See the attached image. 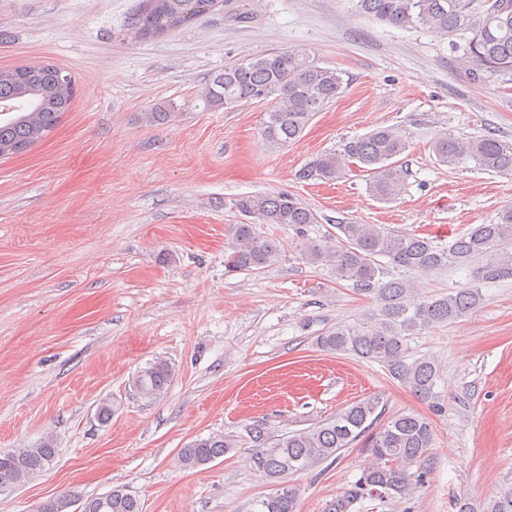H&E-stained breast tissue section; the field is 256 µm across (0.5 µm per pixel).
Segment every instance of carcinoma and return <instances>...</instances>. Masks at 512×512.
Here are the masks:
<instances>
[{
    "instance_id": "cac0c4a2",
    "label": "carcinoma",
    "mask_w": 512,
    "mask_h": 512,
    "mask_svg": "<svg viewBox=\"0 0 512 512\" xmlns=\"http://www.w3.org/2000/svg\"><path fill=\"white\" fill-rule=\"evenodd\" d=\"M215 0H146L131 18L133 38L167 36L208 12ZM359 13L393 26L421 29L447 38L459 51L457 62L475 81L512 82V0H356ZM347 81L337 69L322 67L299 50H272L247 57L214 75L200 98L209 110L248 100H272L261 135L271 149L299 139L315 116L344 90ZM76 97L72 76L51 64L0 70V158L24 153L55 129ZM172 112L156 105L142 113L151 124H163ZM406 150V137L396 127L375 129L344 144L342 150L315 156L298 171V179L337 181L352 161L371 174L369 190L390 201L403 191L406 171L395 161ZM437 161L450 168L465 166L512 173V144L488 132L470 138L443 133L432 142ZM249 221L232 227L225 260L229 273L254 272L279 262V241L259 232L262 224H281L305 234L318 223L314 211L289 193L244 195L234 202ZM338 233L306 246L314 263L327 266L373 300L365 321L337 325L316 337V346L383 365L392 378L420 399L434 397L438 378L430 358L409 359L408 337L458 320L483 301L479 286L457 288L446 295L417 294L414 281L397 274L429 273L466 266L477 258L484 264L476 278L486 283L512 277V209L493 224H477L449 242L415 234L395 233L378 224H338ZM173 378L164 359H156L132 377L136 394L153 400L166 392ZM377 396L363 399L312 427L285 433L270 431L260 420L246 427V436L195 438L178 450L185 468L205 466L239 447L252 448L251 462L273 484V492L255 500L251 512H298V490L288 475L307 470L354 445L372 458L360 476L329 505L328 512H355L365 498H405L426 483L434 469L430 454V422L415 414L385 416ZM57 454L55 439L44 437L28 448L0 456V493H8L50 469ZM74 500L66 494L40 503L36 512H68ZM81 512H143L140 497L117 487L85 499ZM486 512H512V483L504 485Z\"/></svg>"
}]
</instances>
